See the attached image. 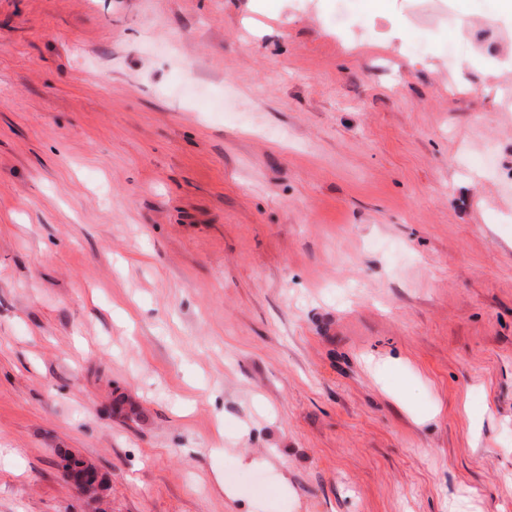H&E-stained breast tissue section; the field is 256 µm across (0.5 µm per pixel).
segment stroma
I'll return each instance as SVG.
<instances>
[{
	"instance_id": "35a3bbf8",
	"label": "stroma",
	"mask_w": 512,
	"mask_h": 512,
	"mask_svg": "<svg viewBox=\"0 0 512 512\" xmlns=\"http://www.w3.org/2000/svg\"><path fill=\"white\" fill-rule=\"evenodd\" d=\"M370 2L0 0V512H512V22Z\"/></svg>"
}]
</instances>
